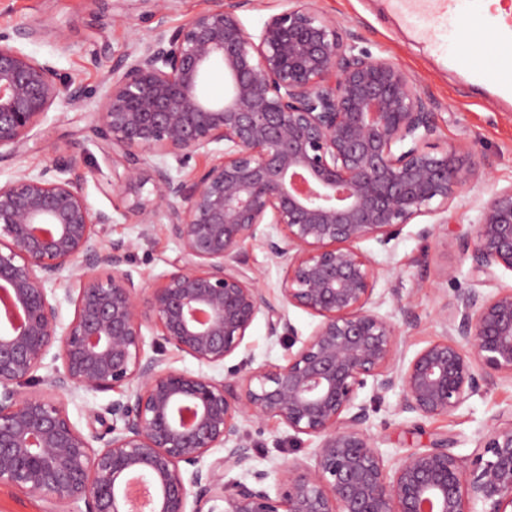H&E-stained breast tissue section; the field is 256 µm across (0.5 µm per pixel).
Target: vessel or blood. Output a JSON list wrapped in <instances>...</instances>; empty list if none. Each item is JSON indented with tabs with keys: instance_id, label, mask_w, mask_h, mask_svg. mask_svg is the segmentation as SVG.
<instances>
[{
	"instance_id": "1",
	"label": "vessel or blood",
	"mask_w": 512,
	"mask_h": 512,
	"mask_svg": "<svg viewBox=\"0 0 512 512\" xmlns=\"http://www.w3.org/2000/svg\"><path fill=\"white\" fill-rule=\"evenodd\" d=\"M386 8L430 50L479 84L512 98V56L495 54L491 68L474 65L458 48L473 37L493 46L512 44V10L486 7L485 0H385Z\"/></svg>"
}]
</instances>
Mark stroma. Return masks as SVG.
<instances>
[{
    "mask_svg": "<svg viewBox=\"0 0 512 512\" xmlns=\"http://www.w3.org/2000/svg\"><path fill=\"white\" fill-rule=\"evenodd\" d=\"M318 5L359 34L362 46L374 56L395 62L417 79L438 115L434 147L442 150L463 140L472 142L489 175L456 199L454 208L461 225L475 224L483 203L496 190L512 184V100L502 102L473 92L461 74L431 55L426 43L401 25L383 0H318ZM28 24L43 27L41 39L16 38V31ZM152 28L141 0H0V35L9 36L12 45L49 62L92 92L81 106L53 107L33 130L31 139L8 160H0V182L38 171L57 157H76L88 172L82 185L87 201L113 216L107 227L108 240L135 244L131 269L139 285L169 270L180 255L179 246L166 221H158L150 236L142 239L138 226L121 214L122 204L110 191L112 161L92 128L103 93V77L112 68L113 55L134 42L148 40ZM422 228L419 222L406 225L385 246L372 241L362 244L381 272L375 290L381 300L377 311L402 330L409 357L445 338L446 307L452 305L456 289L474 285L469 261L463 260L456 246L448 242L452 225H439L428 237L422 236ZM394 290L412 307L414 322H407L395 306L390 297ZM289 353L287 341L268 336L265 321L260 318L235 355L213 374L225 377L229 368L242 364L283 365ZM112 399L109 392L75 390L67 396L70 417L78 427L88 429ZM397 402V393L391 392L370 410L369 432L385 459L394 460L425 448L434 438L448 433L457 440L454 454L467 463L477 453L479 441L494 419L512 413V381L495 379L451 414L431 419L398 412ZM245 428L252 456L250 467L227 472L225 481L249 482L254 473L261 472L266 476L265 486L273 492L283 466L295 460H313L316 439L293 438L288 427L272 420L249 422Z\"/></svg>",
    "mask_w": 512,
    "mask_h": 512,
    "instance_id": "35a3bbf8",
    "label": "stroma"
}]
</instances>
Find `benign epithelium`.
I'll return each mask as SVG.
<instances>
[{
  "instance_id": "1",
  "label": "benign epithelium",
  "mask_w": 512,
  "mask_h": 512,
  "mask_svg": "<svg viewBox=\"0 0 512 512\" xmlns=\"http://www.w3.org/2000/svg\"><path fill=\"white\" fill-rule=\"evenodd\" d=\"M145 2L157 25L112 58L93 133L122 168L112 194L129 200L124 216L142 237L165 217L181 258L136 286L133 243L106 239L112 215L88 203L73 157L0 184V485L39 496L45 512H512V417L467 466L447 434L389 462L358 402L370 384L374 399L396 391L399 411L429 419L512 380L511 286L458 291L448 336L407 360L399 327L375 311L380 269L360 247L419 217L457 223L454 200L488 175L471 144L428 147L438 123L417 80L356 49L315 0H287L255 34L239 11L256 0H217L174 29L177 0ZM216 69L217 98L206 91ZM85 97L0 36V160L53 106ZM201 151L214 154L208 167L172 175L166 157L182 166ZM450 242L477 281L512 272V185ZM255 243L284 264L276 300L244 264ZM291 307L318 322L284 365L221 380L172 366L170 349L224 365L260 316L269 336H291ZM79 388L119 394L112 422L97 417L103 430L72 421L66 394ZM248 420L318 440L314 463L286 465L273 495L262 473L224 484L251 460Z\"/></svg>"
}]
</instances>
